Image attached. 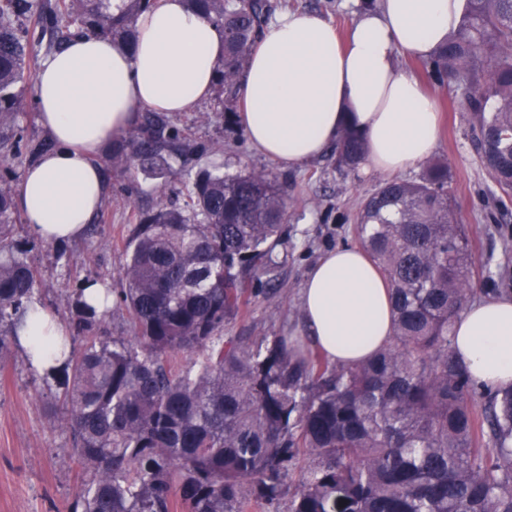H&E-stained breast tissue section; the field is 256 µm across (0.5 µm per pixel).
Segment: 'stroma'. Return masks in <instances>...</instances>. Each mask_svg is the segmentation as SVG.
I'll list each match as a JSON object with an SVG mask.
<instances>
[{
	"mask_svg": "<svg viewBox=\"0 0 512 512\" xmlns=\"http://www.w3.org/2000/svg\"><path fill=\"white\" fill-rule=\"evenodd\" d=\"M429 89L441 112L433 157L448 164L457 219L466 227L477 262L476 297L489 299L496 275L512 276V214L499 223L492 219L496 188L469 145V114L455 89L435 83ZM173 121L190 130L193 155L170 157L172 175L155 180L102 163L106 194L93 219L95 231L66 244L34 239L24 228L18 231L39 269L35 299L61 322H69L70 295L77 280L89 277L119 287L122 251L135 228V212L161 203L182 204L187 184L202 169L224 174L268 170L288 179V237L279 247L287 261L274 273L276 293L256 298L245 317L225 324L224 333L296 335L302 322L300 288L307 271L324 253L356 245L353 228L359 203L383 182V174L340 172L325 156L295 168L282 166L252 148L239 122L217 114L210 100ZM46 139L34 94L26 92L17 129L0 132V157L15 159L13 179H21L29 163V146ZM218 143L224 149L216 154L212 147ZM61 416L55 395L29 370L20 351H13L0 369V512H70L89 475L73 454Z\"/></svg>",
	"mask_w": 512,
	"mask_h": 512,
	"instance_id": "obj_1",
	"label": "stroma"
}]
</instances>
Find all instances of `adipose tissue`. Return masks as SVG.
Instances as JSON below:
<instances>
[{"instance_id":"ef3b65f1","label":"adipose tissue","mask_w":512,"mask_h":512,"mask_svg":"<svg viewBox=\"0 0 512 512\" xmlns=\"http://www.w3.org/2000/svg\"><path fill=\"white\" fill-rule=\"evenodd\" d=\"M469 0H379L358 14L346 38L316 13L285 14L253 49L239 89V121L250 144L288 166L318 158L344 129L364 142V172L398 173L429 158L439 107L397 53L426 58L456 31ZM134 50L83 35L51 55L33 88L51 151L26 167L17 204L43 241L80 239L106 188L100 155L136 125L139 109L189 112L206 101L224 63V32L189 0H157L135 21ZM304 329L331 362L353 365L392 336L387 283L359 247L323 254L301 288ZM65 330L32 303L19 348L39 375L55 367L50 340ZM471 379L512 386V295L470 305L451 326Z\"/></svg>"}]
</instances>
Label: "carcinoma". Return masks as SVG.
I'll return each mask as SVG.
<instances>
[{"label": "carcinoma", "mask_w": 512, "mask_h": 512, "mask_svg": "<svg viewBox=\"0 0 512 512\" xmlns=\"http://www.w3.org/2000/svg\"><path fill=\"white\" fill-rule=\"evenodd\" d=\"M154 0H0V126L21 112L44 37L47 49L84 32L126 47ZM224 28L216 111L236 113L253 45L280 4L190 0ZM40 36L27 38L28 25ZM455 85L468 137L512 204V0H470L457 32L423 63ZM193 149L189 133L144 109L112 150V167L162 176L165 153ZM336 168L356 170L363 142L346 129ZM448 164L412 181L389 179L360 202L355 233L394 301L393 335L372 360L331 362L301 338L225 336L260 276L283 264L288 178L268 171H199L184 205L136 214L123 250L116 306L130 336H107L104 312L73 292L80 342L52 345V379L74 454L91 478L73 512H244L280 501L288 512H512V388L488 390L481 410L448 339L474 295L475 257L448 193ZM13 180L0 176V367L33 298L37 267L16 238ZM191 355L188 362L182 356ZM317 463L299 468L301 457Z\"/></svg>", "instance_id": "1"}]
</instances>
